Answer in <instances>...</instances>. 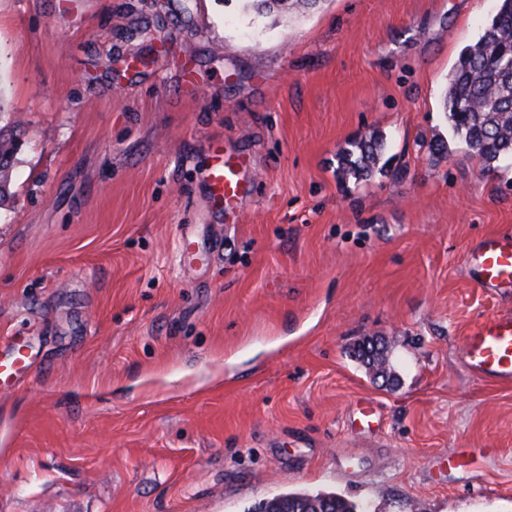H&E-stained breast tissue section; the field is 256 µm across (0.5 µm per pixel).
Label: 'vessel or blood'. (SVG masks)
<instances>
[{"instance_id": "vessel-or-blood-1", "label": "vessel or blood", "mask_w": 512, "mask_h": 512, "mask_svg": "<svg viewBox=\"0 0 512 512\" xmlns=\"http://www.w3.org/2000/svg\"><path fill=\"white\" fill-rule=\"evenodd\" d=\"M240 158L216 154L209 170L210 197L219 210L234 207L246 188ZM469 272L481 288H512V235L485 237L469 254ZM461 356L482 380L512 383V313L496 314L464 339Z\"/></svg>"}]
</instances>
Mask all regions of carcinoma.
I'll return each mask as SVG.
<instances>
[{"mask_svg": "<svg viewBox=\"0 0 512 512\" xmlns=\"http://www.w3.org/2000/svg\"><path fill=\"white\" fill-rule=\"evenodd\" d=\"M258 15L275 9L306 10L320 0H242ZM443 108L453 133L489 169L512 156V0H498V9L480 37L460 55L448 79ZM17 150L14 139L0 134V201L7 197ZM383 140L362 138L344 151L337 173L367 177L376 168ZM373 378L395 380L385 349L368 343L354 349ZM262 512H359L335 493L288 492L260 504Z\"/></svg>", "mask_w": 512, "mask_h": 512, "instance_id": "1", "label": "carcinoma"}]
</instances>
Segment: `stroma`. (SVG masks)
Listing matches in <instances>:
<instances>
[{
  "mask_svg": "<svg viewBox=\"0 0 512 512\" xmlns=\"http://www.w3.org/2000/svg\"><path fill=\"white\" fill-rule=\"evenodd\" d=\"M496 9L0 0V358L34 363L0 389V512H253L303 490L512 512V386L460 356L512 311L465 263L512 235V158L482 169L442 109ZM372 133L383 170L338 179ZM217 149L246 161L229 213ZM369 339L396 381L354 360ZM462 448L479 473L449 467ZM17 150L15 140L9 137L5 139L0 128V201L8 195L11 171L14 165V154ZM239 157L217 153L209 170L210 197L220 211H228L244 196Z\"/></svg>",
  "mask_w": 512,
  "mask_h": 512,
  "instance_id": "1",
  "label": "stroma"
}]
</instances>
